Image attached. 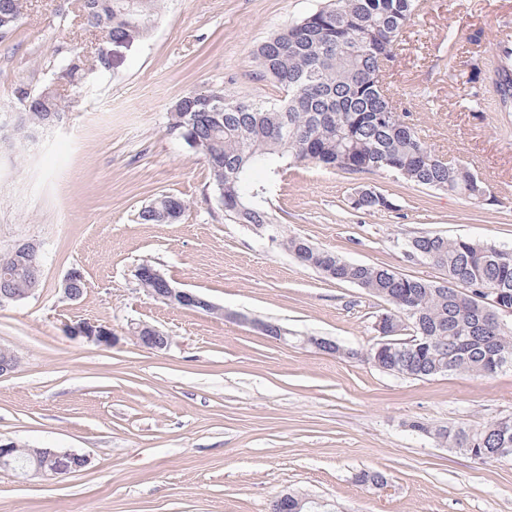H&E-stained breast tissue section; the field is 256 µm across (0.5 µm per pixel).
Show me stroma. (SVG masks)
<instances>
[{"label": "stroma", "instance_id": "obj_1", "mask_svg": "<svg viewBox=\"0 0 512 512\" xmlns=\"http://www.w3.org/2000/svg\"><path fill=\"white\" fill-rule=\"evenodd\" d=\"M325 0H162L152 29L113 45L112 70L76 89L64 123L0 155V252L42 246V286L0 307V345L20 363L0 377V439L87 455L57 480L0 472V512H271L290 493L331 512H512V460L478 462L410 429L480 426L512 415V367L490 377L413 379L354 358L374 345L385 300L326 279L267 232L226 220L206 167L167 133L171 106L220 88L281 98L260 76L254 50ZM512 0H428L408 28L387 80L409 120L440 157L469 164L486 201L307 163L290 169L273 198L283 235L345 260L384 265L430 281L446 277L408 257L402 240L426 233L512 245V112L492 93L469 94L475 62L490 63ZM483 33L458 55L448 37ZM96 32L80 0H23V18L0 39V106L18 87L40 89L56 53L92 62ZM392 198L379 212L352 208L359 189ZM180 198L182 217L145 224L159 194ZM149 263L176 287L224 308L218 316L151 298L135 276ZM80 268L82 298L61 282ZM287 329L277 341L253 325ZM108 326L114 345L69 336L66 323ZM145 323L169 336L148 350L129 335ZM338 343L328 354L308 337ZM362 470L384 473L375 489Z\"/></svg>", "mask_w": 512, "mask_h": 512}]
</instances>
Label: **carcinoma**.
Listing matches in <instances>:
<instances>
[{
    "instance_id": "carcinoma-1",
    "label": "carcinoma",
    "mask_w": 512,
    "mask_h": 512,
    "mask_svg": "<svg viewBox=\"0 0 512 512\" xmlns=\"http://www.w3.org/2000/svg\"><path fill=\"white\" fill-rule=\"evenodd\" d=\"M10 12L0 18V38L21 19L22 0H9ZM161 0H82L84 25L102 39H123L151 29ZM427 0H331L300 22L274 34L256 49L264 75L284 90L271 101L231 99L224 90L190 92L178 99L168 116L167 131L193 152L209 171L217 206L238 224L279 229L271 213L272 197L288 170L314 162L350 173L387 172L429 189L478 197L484 183L469 168L433 158L417 130L406 134V115L381 95L383 61H394L408 27ZM66 78L76 86L86 75L78 54L60 58ZM488 80L479 67L467 83L474 100ZM21 112L27 130H41L63 121L68 102L48 85L31 94ZM394 203L388 196L362 191L357 209L378 212ZM184 202L156 196L138 213L148 224L177 221ZM288 252L327 279L354 284L392 306L388 313L409 337L393 352L377 346L350 355L389 373L428 379L445 374L486 377L512 366V325L470 305L473 295L491 290L512 307V247L481 243L466 237L426 234L404 244L408 256L423 258L448 273L433 282L405 276L381 265L352 263L334 251L307 240L281 237ZM30 260L12 249L0 253V279L9 275L17 290L27 287ZM411 427L434 441L479 460L508 441L512 458V416L482 427ZM292 494L278 497L272 512H308Z\"/></svg>"
}]
</instances>
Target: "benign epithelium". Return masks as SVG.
I'll use <instances>...</instances> for the list:
<instances>
[{"instance_id": "obj_1", "label": "benign epithelium", "mask_w": 512, "mask_h": 512, "mask_svg": "<svg viewBox=\"0 0 512 512\" xmlns=\"http://www.w3.org/2000/svg\"><path fill=\"white\" fill-rule=\"evenodd\" d=\"M16 109L7 110L0 119V145L13 147L17 141L27 136L20 124ZM137 273L148 278L158 289L149 290V294L169 305L197 309L203 307L215 312L217 308L199 295L174 287L166 277L152 266L137 269ZM85 282L81 270L73 268L63 278V293L70 301H77L83 295L81 283ZM38 287L37 277H32L31 287L18 292L7 285L0 286V306L16 303L22 298L32 296ZM377 329L381 335L379 340L380 352H388L393 349V336L399 333V328L388 323L380 322ZM68 332L75 337H83L99 344H115L116 336L105 325L95 322L81 321L67 327ZM137 342L149 350H163L170 344V338L157 328L139 324L131 328ZM19 364L18 355L10 348L0 347V377L9 375L16 370ZM88 457L71 450L60 448H22L12 440L0 439V469L10 471L15 475L28 477H42L45 479H61L87 466Z\"/></svg>"}]
</instances>
